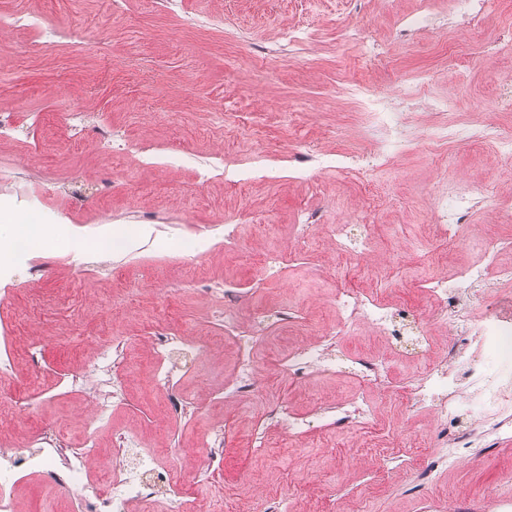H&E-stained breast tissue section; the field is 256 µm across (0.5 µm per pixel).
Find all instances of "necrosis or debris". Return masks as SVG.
Listing matches in <instances>:
<instances>
[{"mask_svg": "<svg viewBox=\"0 0 512 512\" xmlns=\"http://www.w3.org/2000/svg\"><path fill=\"white\" fill-rule=\"evenodd\" d=\"M347 92L357 98L366 120L379 134L372 158L374 167L387 166L403 149L421 145L438 150L451 141L488 142L498 154L512 157V130L494 126L477 130L445 122L443 116L448 112V103L444 100L429 103L430 109L440 114V121L428 126L423 137L413 136L396 107L414 101L415 87H403L391 98L366 84L354 82L348 85ZM485 195L483 188L476 187L440 197L432 215L440 239L460 240L475 199ZM326 232L336 252L337 268L363 262L371 250L368 225L336 223L327 225ZM502 248V242L489 241L484 244L480 259L460 270L454 281L431 277L425 282L439 320L452 322L458 331L455 346L437 361L400 381L395 379L388 359H358L360 393L346 404L322 410V420L328 428L347 431L373 424L374 409L365 392L376 387L401 395L406 409L427 407L434 411L432 451L421 457L414 454L409 457V475L417 485L433 483L454 467L462 454L512 441V356L501 353L512 339V298L487 309L480 320L472 318L473 300L478 293H493L501 283L512 282V264L498 260ZM330 303L338 319L336 330L325 333L313 349L295 350L281 366L284 375L305 379L325 372L326 356L341 336L356 325L366 324L399 336L397 321L406 315L401 306L381 301L365 290L337 289ZM258 334L255 326L240 323L230 313L225 315L224 335L239 351L236 374L225 384V394L238 398L253 395L257 374L254 342ZM153 348L157 359L154 381L168 395L170 415L176 419L193 415L197 404L179 392L170 359L176 354L202 355V345L175 333L162 332L154 336ZM468 350L495 353L499 359L489 365H475L463 357ZM102 359L106 371L98 388L95 421L89 425L81 447L70 448L45 437L40 447L12 448L0 453V512H16L15 489L19 477L32 470L42 472L56 488L70 492L75 512H127L133 501L141 505L142 512H153L156 488L161 484L169 489L165 512H190L184 492L187 480L158 461L137 436L122 433L114 438L112 474L107 485H99L92 479L89 462L98 451V424L111 416L113 404L123 403L125 399L124 364L119 347L103 351ZM471 409L477 410L481 426L459 428L460 415Z\"/></svg>", "mask_w": 512, "mask_h": 512, "instance_id": "necrosis-or-debris-1", "label": "necrosis or debris"}]
</instances>
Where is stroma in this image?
Here are the masks:
<instances>
[{
    "mask_svg": "<svg viewBox=\"0 0 512 512\" xmlns=\"http://www.w3.org/2000/svg\"><path fill=\"white\" fill-rule=\"evenodd\" d=\"M419 0H0V15L41 18L38 30L0 27V108L16 113L17 132L0 140V236L18 239L16 220L48 225L28 237L29 266L0 280V331L18 356L14 376L0 387V401L13 416L0 422L8 445L33 446L54 435L81 446L94 414L96 377L89 371L102 347L123 344L126 399L101 423V453L90 463L98 484L110 475L112 439L128 430L159 451L168 466L199 467L194 450L207 427L229 426L224 466L207 483L191 487L210 512H233L240 498L287 491L292 503L326 512L337 503L352 512H424L435 498L446 512L463 502L512 494V451L463 455L458 465L427 489L412 486L405 470L375 475L372 445L411 429L429 434L433 415L409 413L401 399L371 391L376 424L342 434L321 422L322 407L356 394L357 355H383L403 377L447 351L456 329L436 321L418 286L427 275L423 260L436 257L447 276L469 257V239L504 242L503 263L512 264V158L487 143L449 144L436 154L410 150L394 156L386 170L367 178L326 169L311 181L297 178L287 154L296 142H316L322 152H351L370 163L375 136L364 123L358 100L346 84L362 79L387 95L419 82L421 104L408 121L420 130L435 121L427 102L451 103L449 120L481 127H512V108L499 95L512 77V0H492L489 20H461L452 27L411 25ZM220 16L219 30L195 27ZM312 31L309 43L289 47L291 28ZM76 29L87 44H43V32ZM368 32L388 49L385 59L365 55L349 40ZM86 112L83 138L63 125L66 111ZM121 130L131 142L122 154L105 151L99 128ZM249 162L264 158L261 177L243 189L198 177L200 165L218 166L224 156ZM493 186L496 199L477 204L462 241L445 243L432 231L434 195L463 184ZM319 213L329 223L369 224L374 248L368 263L385 277L375 296L410 309L403 341L361 327L343 337L332 353L331 374L292 380L279 362L298 347L316 344L332 328L328 301L335 252L321 227L298 246L297 224ZM241 227L237 251L224 249V224ZM150 227L152 237L135 250L99 252L101 236ZM206 240L195 259L182 251L187 233ZM82 238V249L71 237ZM288 254L274 279L258 282L261 254ZM232 283L244 296L235 306L239 321L288 304L300 323L273 325L256 345L258 389L250 401L224 398L219 388L235 373L236 348L224 340V318L201 289ZM177 330L205 337L211 356L193 368L176 365L181 390L200 410L176 420L151 382L150 338ZM88 372L82 389L67 385L74 372ZM288 401L303 420L292 437L268 427L255 446L252 424L274 403ZM183 453L171 457V447ZM19 512H70L72 499L45 482L41 473L19 482Z\"/></svg>",
    "mask_w": 512,
    "mask_h": 512,
    "instance_id": "obj_1",
    "label": "stroma"
}]
</instances>
